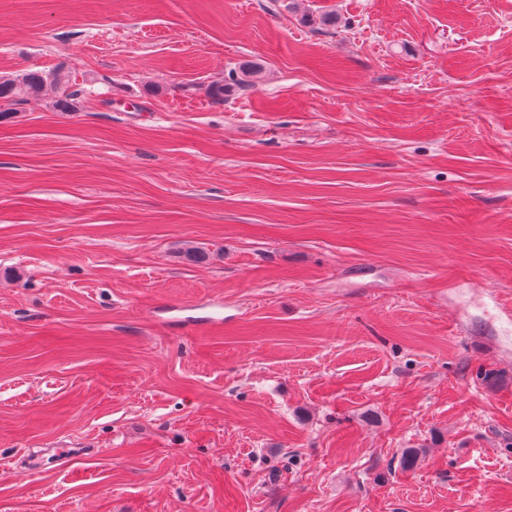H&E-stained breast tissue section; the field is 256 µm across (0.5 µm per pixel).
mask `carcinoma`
I'll return each mask as SVG.
<instances>
[{"label": "carcinoma", "mask_w": 512, "mask_h": 512, "mask_svg": "<svg viewBox=\"0 0 512 512\" xmlns=\"http://www.w3.org/2000/svg\"><path fill=\"white\" fill-rule=\"evenodd\" d=\"M58 89L54 101L56 110L73 112L78 91L69 87V79L59 72L44 73L38 70L27 71L15 78L0 80V117L12 111V106L25 101L29 97L40 95L47 84Z\"/></svg>", "instance_id": "1"}]
</instances>
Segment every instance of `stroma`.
I'll list each match as a JSON object with an SVG mask.
<instances>
[{"label":"stroma","instance_id":"obj_1","mask_svg":"<svg viewBox=\"0 0 512 512\" xmlns=\"http://www.w3.org/2000/svg\"><path fill=\"white\" fill-rule=\"evenodd\" d=\"M28 70L0 512H512V0H0ZM47 83L59 90L54 101L59 112L75 111L78 90H70L69 79L60 72L44 73L38 70L27 71L15 78L0 80V117L13 112L11 106L20 104L29 97L40 95Z\"/></svg>","mask_w":512,"mask_h":512}]
</instances>
